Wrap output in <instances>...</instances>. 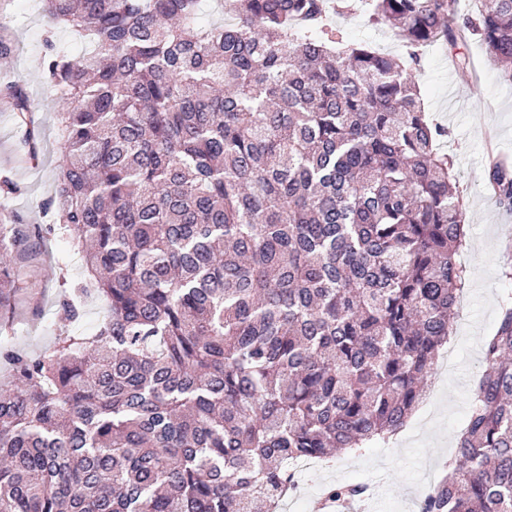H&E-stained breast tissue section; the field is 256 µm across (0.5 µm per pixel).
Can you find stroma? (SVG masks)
<instances>
[{
	"mask_svg": "<svg viewBox=\"0 0 512 512\" xmlns=\"http://www.w3.org/2000/svg\"><path fill=\"white\" fill-rule=\"evenodd\" d=\"M345 9L330 13L323 30L337 41L366 42L379 52L402 56L406 47L386 26L370 21L369 0H348ZM20 50L0 63V81L23 83L30 95L39 133L37 161H28L25 134L9 113L0 111V172L9 171L22 188L13 207L20 230L38 250L21 271L24 289L8 318H0V340L10 347L40 353L55 336L68 329L89 336L105 314L101 301L84 300L78 320L72 321L60 304L62 289L55 275L64 269L69 283L85 279L77 244H65L46 233L48 216L43 200L55 188L60 163L56 116L62 102L53 100L40 80L44 53V23L39 0H10L6 7ZM415 72L420 95L434 123L448 135L440 148L451 158L452 181L466 213L470 238L461 256L468 272L453 336L442 352L454 357V368L441 378H429L426 392L432 403L418 408L395 441L380 442L358 453H341L301 476L302 512L315 504L331 484L362 483L372 489L370 512H419L430 488L444 476L443 465L455 453L471 393L481 371L482 340L496 328L504 307L512 306V283L500 276L512 261V212L496 206L486 189L488 149L512 162V82L489 59L476 36L451 45L438 40L422 46Z\"/></svg>",
	"mask_w": 512,
	"mask_h": 512,
	"instance_id": "1",
	"label": "stroma"
}]
</instances>
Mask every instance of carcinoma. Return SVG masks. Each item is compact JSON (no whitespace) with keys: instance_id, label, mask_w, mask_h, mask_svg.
<instances>
[{"instance_id":"obj_1","label":"carcinoma","mask_w":512,"mask_h":512,"mask_svg":"<svg viewBox=\"0 0 512 512\" xmlns=\"http://www.w3.org/2000/svg\"><path fill=\"white\" fill-rule=\"evenodd\" d=\"M63 158L45 202L88 244L92 336L4 349L0 512H277L289 464L399 433L466 282L465 211L413 73L455 0H372L408 61L312 34L326 0H40ZM512 81V0L470 24ZM93 39L79 63L58 31ZM0 16V59L15 55ZM0 97L28 131L22 86ZM487 189L512 211V167ZM0 209V309L31 254ZM420 512H512V307ZM336 502L367 500L334 484Z\"/></svg>"}]
</instances>
